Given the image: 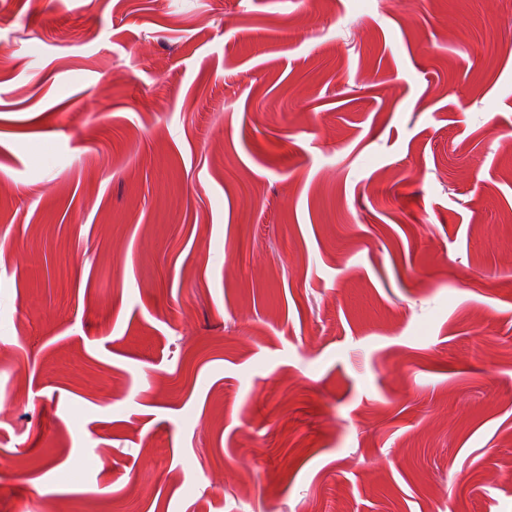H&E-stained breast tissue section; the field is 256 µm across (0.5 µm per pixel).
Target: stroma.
Returning a JSON list of instances; mask_svg holds the SVG:
<instances>
[{"label":"stroma","instance_id":"1","mask_svg":"<svg viewBox=\"0 0 512 512\" xmlns=\"http://www.w3.org/2000/svg\"><path fill=\"white\" fill-rule=\"evenodd\" d=\"M0 512H512V0L0 7Z\"/></svg>","mask_w":512,"mask_h":512}]
</instances>
